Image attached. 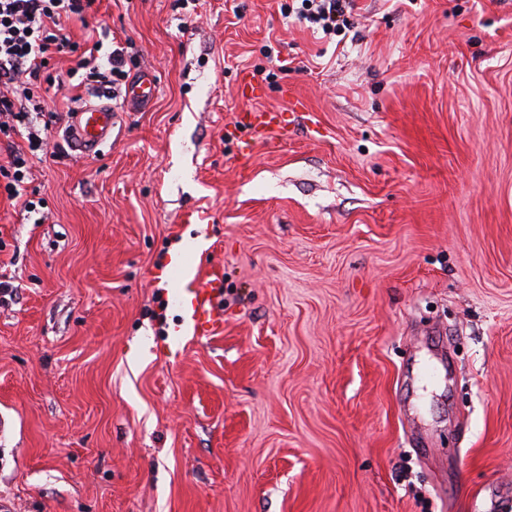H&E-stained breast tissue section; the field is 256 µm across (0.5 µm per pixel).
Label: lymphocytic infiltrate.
I'll return each instance as SVG.
<instances>
[{"instance_id": "f902f5d3", "label": "lymphocytic infiltrate", "mask_w": 512, "mask_h": 512, "mask_svg": "<svg viewBox=\"0 0 512 512\" xmlns=\"http://www.w3.org/2000/svg\"><path fill=\"white\" fill-rule=\"evenodd\" d=\"M95 0H0V133L29 128L30 117L47 114L34 88L43 62L64 52L70 42L62 33L65 19L85 16ZM355 0H291L287 16L309 23L314 32L331 36L350 28ZM84 84L103 91L119 92L127 78L123 48H113L106 61L95 54L76 64Z\"/></svg>"}]
</instances>
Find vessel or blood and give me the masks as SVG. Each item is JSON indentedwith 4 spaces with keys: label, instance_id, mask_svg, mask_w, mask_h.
Wrapping results in <instances>:
<instances>
[{
    "label": "vessel or blood",
    "instance_id": "obj_1",
    "mask_svg": "<svg viewBox=\"0 0 512 512\" xmlns=\"http://www.w3.org/2000/svg\"><path fill=\"white\" fill-rule=\"evenodd\" d=\"M158 88L156 75L151 71L141 72L128 86L125 104L129 109L148 105ZM117 114L108 105H85L76 108L70 117L66 135L72 148L85 155L99 152L101 146L112 137ZM239 127L248 130L244 148L263 143L269 135L286 136L297 125L296 113L284 114L273 111L245 113L238 122ZM224 290V274L213 270L206 274L186 268L175 289L173 297L179 306L181 323L177 335L163 344L165 353H172L182 334L196 337L221 334L224 330V311L215 304V298Z\"/></svg>",
    "mask_w": 512,
    "mask_h": 512
}]
</instances>
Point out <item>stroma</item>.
<instances>
[{
  "instance_id": "1",
  "label": "stroma",
  "mask_w": 512,
  "mask_h": 512,
  "mask_svg": "<svg viewBox=\"0 0 512 512\" xmlns=\"http://www.w3.org/2000/svg\"><path fill=\"white\" fill-rule=\"evenodd\" d=\"M100 0L43 70H153L93 158L15 145L0 193L6 512H512V0ZM262 89L238 90L242 77ZM305 109L248 170L239 113ZM224 270V331L159 344L169 249ZM286 6V17L294 16L309 23L313 32L325 36L336 35L352 25L355 0H291ZM158 88L156 75L153 71L141 72L128 86L125 104L130 110L148 105ZM10 143L14 144L7 140V150L10 158L9 166L0 165V177L8 180L4 189L8 197L12 198L19 196L17 186H20V183H24L27 173V160Z\"/></svg>"
}]
</instances>
